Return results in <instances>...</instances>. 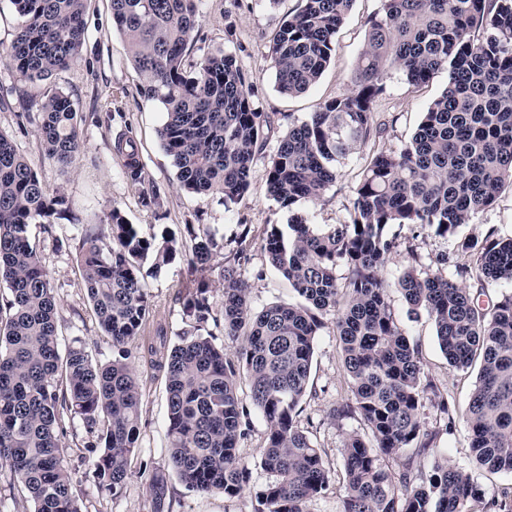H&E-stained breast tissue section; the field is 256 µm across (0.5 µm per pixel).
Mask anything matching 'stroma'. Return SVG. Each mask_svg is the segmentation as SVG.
<instances>
[{
  "label": "stroma",
  "mask_w": 512,
  "mask_h": 512,
  "mask_svg": "<svg viewBox=\"0 0 512 512\" xmlns=\"http://www.w3.org/2000/svg\"><path fill=\"white\" fill-rule=\"evenodd\" d=\"M299 7V0H281L274 8L266 0H202V22L190 54L194 60L219 50L232 54L253 91L255 106L271 117L278 136L287 131L289 119L307 118L320 103L349 89L364 46L367 20L379 10L380 0H355L336 33L331 61L319 81L305 93L286 96L277 89L269 47L282 18ZM85 24L87 39L82 60L70 70L30 82L0 63V133L12 141L40 178L50 188L60 190L67 200L66 216L47 228L30 225L29 240L49 271L58 302L60 349H67L78 340L100 362L111 359L112 341L99 327L77 261L76 246L87 225L105 220L109 211L116 209L146 235L165 228L183 239L187 225L204 224L215 232L218 241L226 243L245 231L259 235L271 225L287 223L293 213L317 226L349 223L353 189L362 176L368 154L408 141L430 100L448 84L444 71L418 87L407 84L401 75L392 74L377 105L376 138L337 163L336 180L319 200L299 201L290 210L280 207L266 190L269 155L263 152L253 162L249 193L237 205L227 207L218 196L192 194L180 188L158 137L164 121L163 107L143 93L142 79L132 64L128 44L113 26L110 0H89ZM58 90L72 101L83 142L81 153L67 167L49 159L37 137L41 121L38 104ZM122 135L137 145L141 183H131L122 175L121 160L113 150L115 140ZM154 189L160 192L161 206L157 209L141 202L143 194ZM384 234L398 245L391 268L412 265L435 270L440 256L456 260L465 241L480 240L489 234L512 236V190L504 191L492 207L446 235H436L416 224H391ZM243 276L252 287L254 308L294 298L287 281L271 268L261 250H254ZM146 283L157 319L166 323L170 337H177L184 324L176 295L190 283L185 259H175L156 275L147 277ZM388 295L401 326L419 348L427 380L437 388L436 395L425 399L421 416L424 427L436 434L435 447L425 457V464L440 461L466 469L490 494L512 487L511 473H487L476 466L470 453L464 414L477 383L478 367L464 372L450 367L439 349L433 323L426 316L410 312L396 285H389ZM139 374L142 414L138 450L130 462L131 476L118 495L100 493L95 486L91 467L83 460L86 433L82 422L73 419L65 424L64 442L69 448L73 480L83 492L84 512H150L149 480L153 473L166 470L168 464L167 393L162 376L145 367L140 368ZM349 396V380L337 337L333 330H325L315 342L308 393L299 421L313 442L325 449L328 466L337 477L342 474L340 449L344 436L363 428L359 418L330 417L331 410ZM442 397L456 409L455 420L449 425L440 421L437 413L436 405ZM170 488L173 512L252 510V498L247 492L230 499L200 494L186 490L175 478L171 479Z\"/></svg>",
  "instance_id": "stroma-1"
}]
</instances>
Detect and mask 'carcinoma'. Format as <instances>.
I'll return each mask as SVG.
<instances>
[{
  "instance_id": "obj_1",
  "label": "carcinoma",
  "mask_w": 512,
  "mask_h": 512,
  "mask_svg": "<svg viewBox=\"0 0 512 512\" xmlns=\"http://www.w3.org/2000/svg\"><path fill=\"white\" fill-rule=\"evenodd\" d=\"M112 19L129 46L144 95L160 102L161 146L189 192L236 204L251 186L255 154L272 137L234 57L206 54L189 68L186 56L202 20V0H110ZM285 16L270 46L277 89L306 92L334 51L337 30L353 0H301ZM368 20L352 87L304 120H288L267 165V193L284 208L317 200L336 181V163L365 146L391 72L420 86L440 71L448 86L422 113L417 131L397 150L366 160L353 190L351 222L315 227L296 216L285 232L266 231L261 248L297 301L256 311L243 278L251 242L243 234L226 249L208 231L187 225L186 260L200 277L178 292L188 329L168 347L155 321L143 274L169 264L182 246L163 233L143 235L115 209L90 224L78 244L87 298L112 359L99 364L82 345L58 347V304L50 275L27 229L50 226L66 199L46 186L0 134V465L23 486L31 512H83L63 446L65 421L82 420L98 490L125 486L137 448L142 411L134 359L162 371L167 392L168 471L153 475L151 512H170L169 477L189 491L238 497L252 472L239 443L252 413L265 423L260 466L271 480L254 493L252 512H309L332 485L326 451L314 445L298 417L309 385L317 336L333 324L351 397L332 418L356 415L364 432L342 442V512H512V488L487 498L462 469L434 462L435 435L423 427L424 369L418 348L396 319L385 274L395 241L389 224H420L446 234L512 189V0H380ZM20 18L0 59L21 78L43 80L81 61L88 0H10ZM481 30L476 37L473 32ZM38 137L45 154L70 165L82 149L76 112L56 91L40 103ZM122 174L141 180L138 149L120 137ZM469 260L456 277L404 267L398 288L415 315L435 326L448 363L469 368L480 358L465 422L476 462L512 473V291L488 306L490 284L512 285V237L468 242ZM220 267L224 300L215 313L206 273ZM345 274L338 275L339 269ZM223 320L237 342L233 355L213 342L209 322ZM250 404L243 403L242 386ZM414 452L405 458L403 453ZM403 459L391 470L381 459Z\"/></svg>"
}]
</instances>
